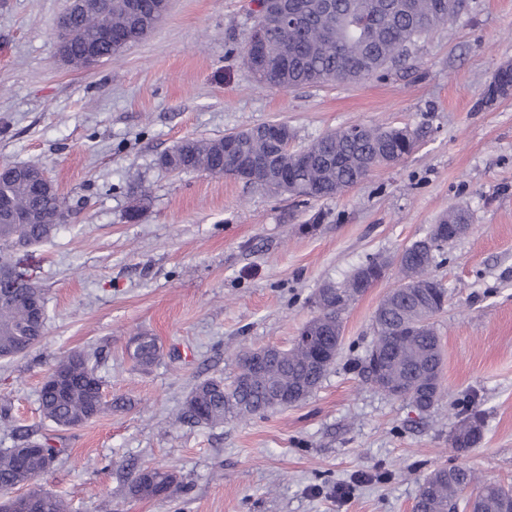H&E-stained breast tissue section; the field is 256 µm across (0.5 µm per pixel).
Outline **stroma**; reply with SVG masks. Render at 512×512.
Instances as JSON below:
<instances>
[{"instance_id": "stroma-1", "label": "stroma", "mask_w": 512, "mask_h": 512, "mask_svg": "<svg viewBox=\"0 0 512 512\" xmlns=\"http://www.w3.org/2000/svg\"><path fill=\"white\" fill-rule=\"evenodd\" d=\"M68 4L0 0V164L41 165L75 209L14 255L44 293L46 327L27 354L0 361L12 414L0 450L18 427L63 448L37 484L70 512H413L423 479L460 463L512 484V94L484 97L512 64V0H466L409 60L364 83L292 90L257 83L242 61L252 0H170L153 32L90 71L58 59ZM279 120L298 147L369 122L420 140L317 203L157 164L183 139ZM453 206L471 226L434 270L448 304L435 319L444 397L431 415L359 374L375 310L399 283L392 267L343 312L336 364L301 404L213 428L176 422L196 383L233 380L240 347H290L318 288L423 238ZM137 333L161 348L147 369L126 352ZM74 351L96 365L110 406L58 431L39 395ZM474 408L483 440L457 453L449 435ZM140 467L175 471L183 486L133 498Z\"/></svg>"}]
</instances>
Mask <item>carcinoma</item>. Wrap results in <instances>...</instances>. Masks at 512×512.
I'll return each mask as SVG.
<instances>
[{
	"instance_id": "carcinoma-1",
	"label": "carcinoma",
	"mask_w": 512,
	"mask_h": 512,
	"mask_svg": "<svg viewBox=\"0 0 512 512\" xmlns=\"http://www.w3.org/2000/svg\"><path fill=\"white\" fill-rule=\"evenodd\" d=\"M464 0H288V11L302 18L296 28L269 22L266 41L280 62L266 75L243 51L249 71L271 87L290 90L305 85L356 84L394 66L409 56L419 39L450 22ZM165 5L162 0H70L65 17L68 39L59 44L63 62L85 67L95 51L104 62L127 44L105 41L104 32L131 36L138 42L154 30ZM512 87V67L500 68L484 91L494 100ZM282 141L273 143L261 126L229 133V138L181 141L159 158L171 172L202 170L231 176L276 193L304 201L331 200L364 180L376 168L393 165L416 147V132L409 127L356 124L357 135L347 130L330 131L307 146L291 147L294 132L285 122ZM234 145L238 158L224 154ZM44 173L38 164L14 165V175L0 182V197L9 207L0 209V270L9 276L0 281V359L25 353L40 341L33 315L34 302L45 303L43 293L26 272L7 258L10 250L39 243L55 234L71 214L65 198L52 182L36 185ZM470 224L469 213L460 208L445 211L430 232L405 246L392 257H372L357 266L341 284H329V295L316 303V314L305 323L285 356L259 367L250 365L253 350L236 353L239 372L226 384L221 378L200 381L186 397L180 418L203 427L224 424L228 417H248L282 408L270 397L278 389L305 400L321 384L336 363L341 346V313L396 265L400 283L381 299L374 314L375 340L361 361L365 383L394 399L415 400L423 413L431 412L442 397L438 376L442 353L433 319L445 309L448 291L433 274L437 258L454 242L450 228ZM139 367L154 364L160 348L152 336L137 334L126 348ZM67 378L61 392L49 387L40 391L41 417L62 429H74L99 416L107 402L102 398V378L89 359L72 352L52 369ZM483 419L473 412L458 421L452 447L466 452L481 443ZM18 444L0 452V492L28 488L37 498V512H68L66 501L32 487L48 472L49 460L62 449L49 442L17 437ZM431 488H419L414 512H512V486L483 483L476 472L460 465L440 468L424 478ZM179 487L177 475L160 468L135 472L130 493L139 499H155L163 486Z\"/></svg>"
}]
</instances>
